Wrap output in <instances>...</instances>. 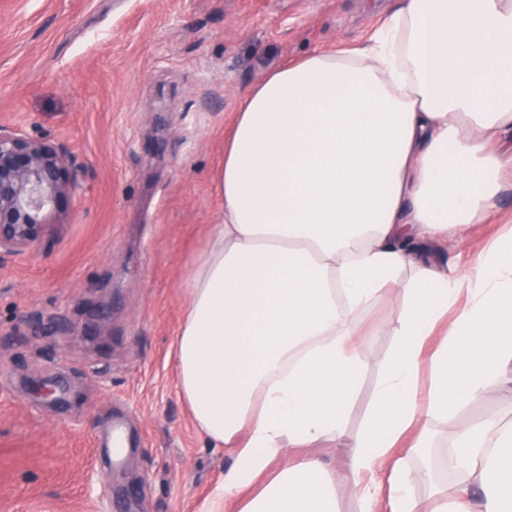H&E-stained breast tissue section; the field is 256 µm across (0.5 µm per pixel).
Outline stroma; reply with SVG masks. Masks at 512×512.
Returning <instances> with one entry per match:
<instances>
[{"instance_id":"1","label":"stroma","mask_w":512,"mask_h":512,"mask_svg":"<svg viewBox=\"0 0 512 512\" xmlns=\"http://www.w3.org/2000/svg\"><path fill=\"white\" fill-rule=\"evenodd\" d=\"M385 0H0V123L62 143L87 170L49 242L0 260V512H101L99 493H144L142 512H200L231 464L177 386L173 343L192 261L218 223L224 132L264 74L314 50L354 48ZM512 229V190L449 251L467 266ZM397 310L367 329L347 412L356 438L390 355ZM35 381L61 385L42 400ZM512 423L497 385L432 421L413 466L436 465L456 431ZM137 441L102 472L115 419Z\"/></svg>"}]
</instances>
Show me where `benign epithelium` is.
Returning a JSON list of instances; mask_svg holds the SVG:
<instances>
[{
  "label": "benign epithelium",
  "mask_w": 512,
  "mask_h": 512,
  "mask_svg": "<svg viewBox=\"0 0 512 512\" xmlns=\"http://www.w3.org/2000/svg\"><path fill=\"white\" fill-rule=\"evenodd\" d=\"M79 187V167L64 146L0 124V257L48 239L51 215Z\"/></svg>",
  "instance_id": "1"
}]
</instances>
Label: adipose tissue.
Segmentation results:
<instances>
[{
  "mask_svg": "<svg viewBox=\"0 0 512 512\" xmlns=\"http://www.w3.org/2000/svg\"><path fill=\"white\" fill-rule=\"evenodd\" d=\"M215 184L175 349L197 426L232 458L206 512H338L309 449L344 440L355 316L385 293L394 349L345 458L362 512H512L511 425L462 427L442 459L457 481L433 498L415 487L434 472L395 453L489 384L512 399V231L474 271L444 258L512 188V0H396L365 45L266 74Z\"/></svg>",
  "mask_w": 512,
  "mask_h": 512,
  "instance_id": "adipose-tissue-1",
  "label": "adipose tissue"
}]
</instances>
